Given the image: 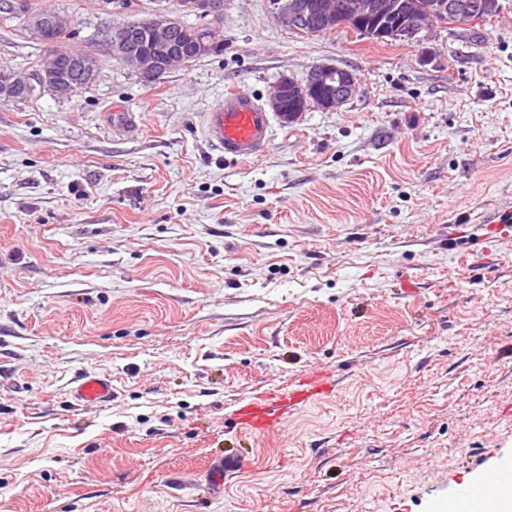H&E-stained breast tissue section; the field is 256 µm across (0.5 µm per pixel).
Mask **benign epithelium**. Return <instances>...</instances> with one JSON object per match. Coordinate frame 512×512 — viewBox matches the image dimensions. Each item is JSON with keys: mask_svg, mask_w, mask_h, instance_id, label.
Returning <instances> with one entry per match:
<instances>
[{"mask_svg": "<svg viewBox=\"0 0 512 512\" xmlns=\"http://www.w3.org/2000/svg\"><path fill=\"white\" fill-rule=\"evenodd\" d=\"M273 14L277 22L304 35H313L321 27L348 28L365 34L367 30L361 19L370 14L396 16L402 13L403 6L397 0H348L345 14L336 12V5L318 4L311 6L303 0H273ZM198 14L208 17L214 22L224 17V0H198ZM437 14L441 17L439 25H455L462 17L482 15L485 13L479 0H440L436 5ZM68 22L58 13L40 16L35 22L34 33L46 41L45 35L53 28ZM141 25L147 27L152 35L153 47L139 48L125 40H115V28L107 27L106 46L111 54L128 64L141 82L149 85L162 78L175 68L188 65L192 54L212 55L224 49V44L213 40H199L191 51L185 50L179 43L171 39L172 28L167 17L161 11H153L139 19ZM423 24L406 20L394 23L380 30V36L388 40H414L421 32ZM71 74L79 79L95 77L98 73V60L85 54L71 55L62 60L58 57L46 59L38 74L40 84L48 88H58L67 95L76 92L78 84L60 83L61 74ZM281 92L269 97V108L274 112L288 111L283 95L288 93V86L293 80L287 76L279 80ZM30 84L22 76H15L0 84V104L21 100ZM306 89L302 102L312 101L323 110H333L346 103L358 90L355 76L348 70L330 64L314 66L304 85Z\"/></svg>", "mask_w": 512, "mask_h": 512, "instance_id": "7a95c632", "label": "benign epithelium"}]
</instances>
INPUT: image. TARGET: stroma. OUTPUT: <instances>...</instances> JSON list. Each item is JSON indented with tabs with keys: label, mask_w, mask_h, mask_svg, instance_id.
I'll return each mask as SVG.
<instances>
[{
	"label": "stroma",
	"mask_w": 512,
	"mask_h": 512,
	"mask_svg": "<svg viewBox=\"0 0 512 512\" xmlns=\"http://www.w3.org/2000/svg\"><path fill=\"white\" fill-rule=\"evenodd\" d=\"M42 3L99 73L0 108V512H433L512 453V0L408 44L225 0L223 53L152 85L103 43L138 9ZM42 57L0 25V67ZM318 64L357 94L214 150L225 88ZM311 371L315 404L235 427ZM88 372L111 402L73 405Z\"/></svg>",
	"instance_id": "1"
}]
</instances>
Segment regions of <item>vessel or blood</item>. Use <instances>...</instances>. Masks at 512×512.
<instances>
[{"label": "vessel or blood", "mask_w": 512, "mask_h": 512, "mask_svg": "<svg viewBox=\"0 0 512 512\" xmlns=\"http://www.w3.org/2000/svg\"><path fill=\"white\" fill-rule=\"evenodd\" d=\"M273 113L240 89L226 90L203 116V124L213 147L224 157L250 161L264 154L271 141ZM327 385L321 374L303 375L288 388L251 400L236 411L239 429L250 435H262L282 421L283 409H296L313 402ZM79 402L107 403L112 399V381L108 376L86 373L72 390ZM512 473V460L490 464L477 480L457 483L448 495V512H485V491L501 486Z\"/></svg>", "instance_id": "obj_1"}]
</instances>
